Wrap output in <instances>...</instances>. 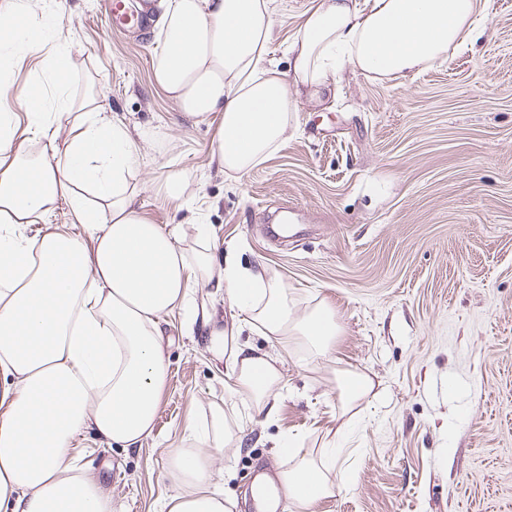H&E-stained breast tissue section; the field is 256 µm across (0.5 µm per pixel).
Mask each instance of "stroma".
<instances>
[{"mask_svg":"<svg viewBox=\"0 0 512 512\" xmlns=\"http://www.w3.org/2000/svg\"><path fill=\"white\" fill-rule=\"evenodd\" d=\"M311 0H274L275 59ZM58 19L75 96L105 92L113 118L147 138L130 180L143 212L168 229L207 224L241 268L265 272L304 314L322 303L337 334L314 356L242 329L283 360L276 410L259 412L213 364L187 310L163 319L168 379L152 437L137 448L74 442L79 464L112 494V512H160L189 420L224 406L233 446L216 451L232 512L285 446L328 461L333 495L311 512H512V0H489L478 44L450 52L410 84L345 71L335 95L301 102L287 140L249 174L210 162L213 129L181 120L158 92L156 30L109 25L101 0H27ZM185 175L180 200L164 191ZM288 233L262 231L279 212ZM368 373L374 397L343 417L336 378Z\"/></svg>","mask_w":512,"mask_h":512,"instance_id":"35a3bbf8","label":"stroma"}]
</instances>
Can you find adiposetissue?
Here are the masks:
<instances>
[{
  "label": "adipose tissue",
  "mask_w": 512,
  "mask_h": 512,
  "mask_svg": "<svg viewBox=\"0 0 512 512\" xmlns=\"http://www.w3.org/2000/svg\"><path fill=\"white\" fill-rule=\"evenodd\" d=\"M273 0H166L153 64L156 85L190 120L217 119L211 157L225 175H246L288 138L300 96L317 104L344 70L408 80L449 51L478 42L484 0H319L302 15L287 67L268 48ZM18 0H0V512H112L99 478L77 468L75 439L140 447L156 428L167 383L161 318L192 306L211 361L231 358L238 388L258 409L282 379L277 359L232 343L214 299L228 295L250 327L281 342L305 337L325 353L336 334L328 307L297 318L277 280L216 258L209 225L195 227L200 250L179 228L141 212L129 181L141 145L113 119L104 95L76 99L62 74L72 56L58 22L19 23ZM47 42L30 82L17 87V62ZM71 230L45 220L59 206ZM207 290L194 297L193 282ZM174 449L175 491L165 512H230L215 486L213 449L233 432L223 405L206 428L187 427ZM264 476L251 494L262 512L285 496L304 512L332 495L318 467L297 460Z\"/></svg>",
  "instance_id": "1"
}]
</instances>
